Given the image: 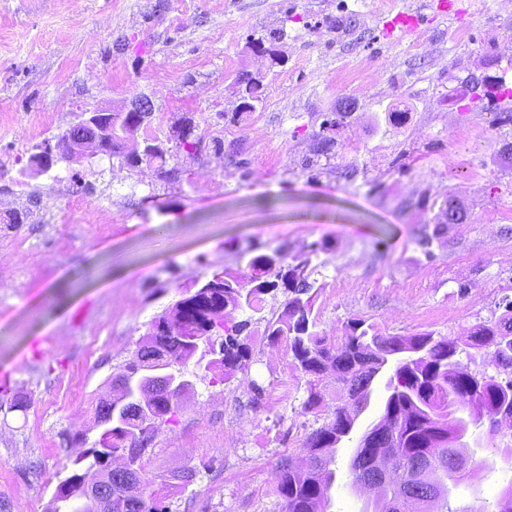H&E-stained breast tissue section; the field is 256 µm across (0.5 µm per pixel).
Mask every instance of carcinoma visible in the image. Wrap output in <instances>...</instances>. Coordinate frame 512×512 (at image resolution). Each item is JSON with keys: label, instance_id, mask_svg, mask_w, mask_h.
Returning <instances> with one entry per match:
<instances>
[{"label": "carcinoma", "instance_id": "cac0c4a2", "mask_svg": "<svg viewBox=\"0 0 512 512\" xmlns=\"http://www.w3.org/2000/svg\"><path fill=\"white\" fill-rule=\"evenodd\" d=\"M236 84L250 111H255L262 101L263 77L240 73ZM152 113L150 105L143 124L130 127L124 121L113 127L110 157L133 165L134 140L125 137L124 131L142 129L143 138H151L145 129ZM466 219V212L450 198L433 234ZM248 269L245 276L225 269L216 271L201 284L194 281L183 287L176 303L185 309L184 319H177L169 310L156 317L126 367L166 365L186 373L187 365L192 364L197 370L219 372L220 381L226 383L237 373L247 372L253 358L244 336L249 320L237 321L229 313L257 311L266 297H283L279 313L266 320L265 334L273 344H286L291 363L307 378L304 411L321 405L318 386L327 376L348 387V401L335 408L330 422L305 439L303 472L292 468L289 457L280 461L276 482L282 512H324L325 495L335 477L331 469L335 450L352 433L354 417L367 406L371 384L381 374L386 376L387 391L383 414L370 433L362 436L349 465L355 480L371 472L375 458L395 459L393 479L380 487L373 512H442L438 506H448V484L428 471L432 465L453 474L456 485L473 478L463 449L455 446L465 427L450 419L453 407L468 408L474 426L491 414H508L501 425L489 428L487 442L498 450L512 449V443H503V438H512V300L498 316L471 325L456 339L432 332L386 336L361 319L346 322L338 336H325L316 330L313 311L317 293L310 282L308 260L290 261L275 250L253 256ZM192 338L198 339L199 346L189 344ZM492 347L496 374H473L464 366V361L470 362L482 349ZM155 401L160 407L153 411L149 434L139 433L144 415L128 406L122 412L123 425L112 428L109 447L79 437L85 449L69 459L70 473L49 512H65L69 503L79 501L86 486L116 458L142 480V487L140 496L133 497L127 484L112 480V512H170L161 492L188 486L197 471L186 469L159 478L146 470L141 448L149 444L152 433L175 424L180 412L176 395L161 392Z\"/></svg>", "mask_w": 512, "mask_h": 512}]
</instances>
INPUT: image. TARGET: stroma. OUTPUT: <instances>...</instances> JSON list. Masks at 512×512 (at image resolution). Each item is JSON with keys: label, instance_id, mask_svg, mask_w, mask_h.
Returning <instances> with one entry per match:
<instances>
[{"label": "stroma", "instance_id": "1", "mask_svg": "<svg viewBox=\"0 0 512 512\" xmlns=\"http://www.w3.org/2000/svg\"><path fill=\"white\" fill-rule=\"evenodd\" d=\"M393 2L419 0H0V512H46L111 378L192 280L275 249L308 258L317 329L330 336L363 319L387 335L452 338L512 300V164L500 157L512 120L470 89L487 75L512 90V0L424 11L398 45L381 33ZM276 29L274 66L246 41ZM240 72L264 76L256 111L239 109ZM139 97L154 130L188 120L201 138L168 160L171 176L106 156L36 171L32 156L80 112ZM345 99L346 125L324 128ZM321 133L330 154L314 151ZM76 192L86 208L71 206ZM449 197L467 219L423 252ZM17 210L27 221L11 222ZM277 308L237 312L250 321L248 373L197 380L177 424L155 434L151 474L198 472L168 494L171 512H282L281 459L300 463L307 434L344 402L329 379L321 407L304 411L305 377L265 335ZM283 379L288 396L274 399ZM18 394L25 408L10 409ZM384 395L376 378L335 454L327 512L364 508L349 461ZM468 437L475 476L449 504L494 512L512 460L485 427Z\"/></svg>", "mask_w": 512, "mask_h": 512}]
</instances>
